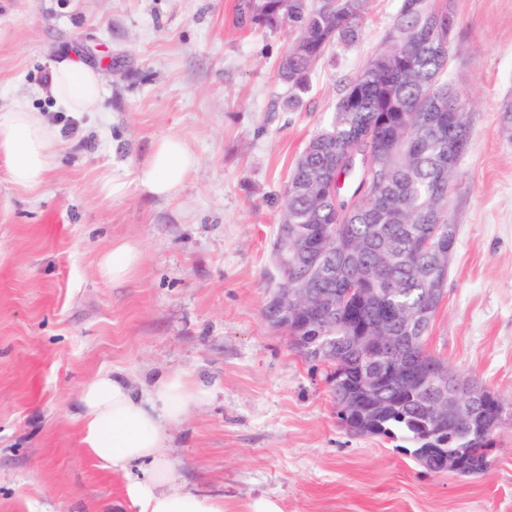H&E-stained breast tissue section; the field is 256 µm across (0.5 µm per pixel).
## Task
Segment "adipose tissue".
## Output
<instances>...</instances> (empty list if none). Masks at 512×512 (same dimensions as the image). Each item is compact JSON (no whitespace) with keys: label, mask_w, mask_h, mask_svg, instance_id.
I'll return each mask as SVG.
<instances>
[{"label":"adipose tissue","mask_w":512,"mask_h":512,"mask_svg":"<svg viewBox=\"0 0 512 512\" xmlns=\"http://www.w3.org/2000/svg\"><path fill=\"white\" fill-rule=\"evenodd\" d=\"M49 92L66 112L99 111L105 88L99 72L62 60L49 71ZM0 156L7 162L10 182L22 189L39 188L57 158V140L40 113L17 102L0 107ZM197 164L181 137L170 134L155 141L137 169L138 188L151 196L176 195ZM139 248L116 243L97 264L99 277L115 285L128 281L141 264ZM80 419L89 451L108 468L125 473L149 465L146 478L129 488L140 512H224L223 500L183 489L174 467L163 461L170 426L203 403L201 391L180 372L160 373L149 390L136 391L128 378L102 372L85 381L79 391Z\"/></svg>","instance_id":"obj_1"}]
</instances>
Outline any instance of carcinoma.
<instances>
[{
    "label": "carcinoma",
    "instance_id": "obj_1",
    "mask_svg": "<svg viewBox=\"0 0 512 512\" xmlns=\"http://www.w3.org/2000/svg\"><path fill=\"white\" fill-rule=\"evenodd\" d=\"M371 0H244L245 13L253 23L270 29L286 27L295 34L282 57L279 75L293 89L288 106L302 101L308 91L314 64L335 41L352 45ZM448 7L430 0H401L383 48L373 59L388 68L406 59V71L386 76L367 64L343 86L330 123L310 139L313 149L301 154L292 167L283 192L280 223L288 225L294 253L308 252L328 224L336 225V237L325 240L323 267L336 269L332 279H318L314 287L343 293L341 271L348 269L343 240L361 241L368 248L357 254L363 267L384 263L386 288L378 300H355L361 318L391 327L430 304L427 270L437 276L436 258L418 250V238L439 222L450 226L448 213H435L438 198L448 194L458 170L448 165V148L458 140L459 128L469 127L463 94L448 99V111L435 112L429 121L421 117L425 95L433 86L449 84L450 45L442 43ZM336 180L331 195L324 177ZM341 343L350 325L338 304L336 319L309 320L301 340L311 344L322 332ZM330 392L353 383L356 363L350 358L325 362ZM401 380L388 388L390 403L378 424L364 435L394 438L402 434L417 445L421 434L418 407L403 397ZM492 441L454 440L459 451L478 471L488 465Z\"/></svg>",
    "mask_w": 512,
    "mask_h": 512
}]
</instances>
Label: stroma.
I'll return each mask as SVG.
<instances>
[{
  "label": "stroma",
  "instance_id": "1",
  "mask_svg": "<svg viewBox=\"0 0 512 512\" xmlns=\"http://www.w3.org/2000/svg\"><path fill=\"white\" fill-rule=\"evenodd\" d=\"M400 0H373L355 45L332 46L295 110L277 73L292 35L239 0H0V106L43 114L59 137L35 191L0 157V512H137L83 443L77 394L99 371L138 387L182 371L204 405L170 429L186 490L224 512H512V0H452L448 74L470 144L448 216L444 301L427 338L449 368L508 403L480 474L426 471L402 437L342 425L326 369L262 317L279 279L271 243L295 158L326 126L345 81L384 45ZM100 69L101 111L58 109L51 64ZM175 134L197 166L173 198L133 185L155 140ZM128 182L105 198L103 176ZM144 259L120 286L97 260L113 242Z\"/></svg>",
  "mask_w": 512,
  "mask_h": 512
}]
</instances>
